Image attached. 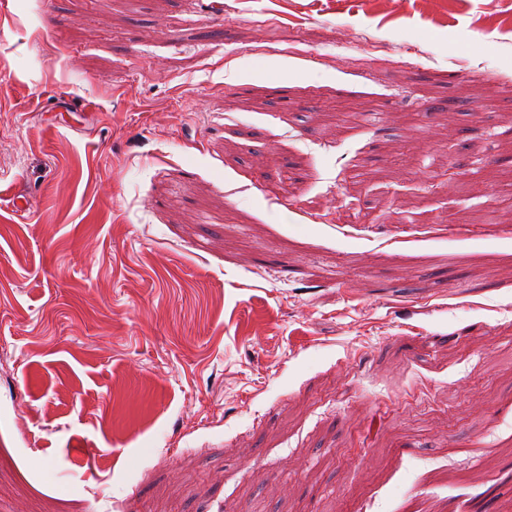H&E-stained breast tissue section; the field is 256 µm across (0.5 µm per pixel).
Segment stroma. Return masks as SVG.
<instances>
[{"instance_id": "35a3bbf8", "label": "stroma", "mask_w": 512, "mask_h": 512, "mask_svg": "<svg viewBox=\"0 0 512 512\" xmlns=\"http://www.w3.org/2000/svg\"><path fill=\"white\" fill-rule=\"evenodd\" d=\"M369 2L0 0V512H512V0Z\"/></svg>"}]
</instances>
